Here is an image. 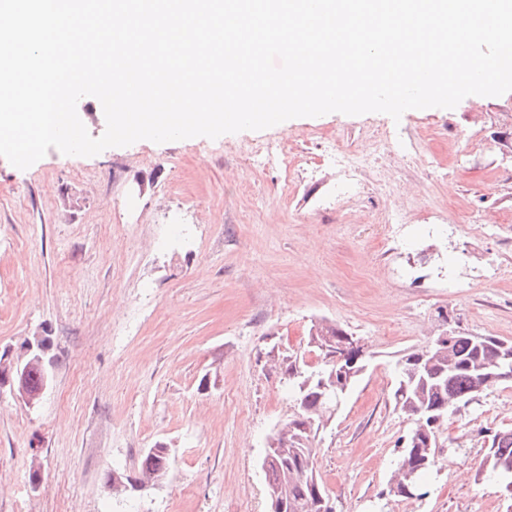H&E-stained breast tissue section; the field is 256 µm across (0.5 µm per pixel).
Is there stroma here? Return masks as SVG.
Returning <instances> with one entry per match:
<instances>
[{
	"label": "stroma",
	"mask_w": 512,
	"mask_h": 512,
	"mask_svg": "<svg viewBox=\"0 0 512 512\" xmlns=\"http://www.w3.org/2000/svg\"><path fill=\"white\" fill-rule=\"evenodd\" d=\"M371 127L434 131L440 156L461 160L444 179L401 173L414 215L393 238L351 221L380 194L337 209L328 198L318 133L362 150ZM287 137L313 173L286 201L278 172L253 168L249 150ZM462 204L478 216L512 209V92L397 121L329 113L92 157L52 148L25 170L0 157V354L43 330L57 359L38 408L0 395V512H269L265 440L292 400L266 354L303 349L315 320L371 354L318 438L331 501L402 512L385 493L414 426L392 401L396 360L428 343L443 309L450 326L512 341V223L426 229ZM501 428H512V381L442 427L418 512H512V494L476 478L486 435ZM159 442L171 448L162 486L110 495L106 475L135 477Z\"/></svg>",
	"instance_id": "obj_1"
}]
</instances>
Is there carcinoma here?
Returning <instances> with one entry per match:
<instances>
[{"mask_svg":"<svg viewBox=\"0 0 512 512\" xmlns=\"http://www.w3.org/2000/svg\"><path fill=\"white\" fill-rule=\"evenodd\" d=\"M498 363L497 374L502 380L512 378V341L478 333L458 332L448 341L447 362L444 364L424 359L418 365L409 361L396 365V382L393 389L395 407L414 420L425 417L426 410L446 420L460 408L472 403L490 386L487 365ZM359 379L354 373L343 380H336V388L322 392L311 383L303 387L305 379L288 374V394L295 401V409L288 418L294 434L302 438V430L310 419H318L336 407ZM315 442L305 444L290 441L288 446L273 451L274 461L265 473L267 483L280 480L283 469H288V503L290 512H320L316 492L328 497L324 484L316 485L301 475L308 459L315 458ZM170 454L163 450L148 449L141 460L142 471H167ZM434 463L425 448L413 445L407 437L399 451L396 471L404 469L412 475L411 483L427 496L426 475ZM482 480L498 485L512 484V428L494 432L487 444Z\"/></svg>","mask_w":512,"mask_h":512,"instance_id":"carcinoma-1","label":"carcinoma"}]
</instances>
